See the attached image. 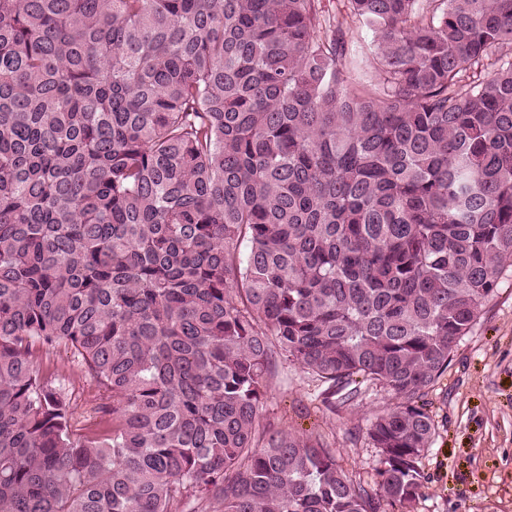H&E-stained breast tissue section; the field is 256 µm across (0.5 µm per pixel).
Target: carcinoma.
Wrapping results in <instances>:
<instances>
[{"label": "carcinoma", "mask_w": 512, "mask_h": 512, "mask_svg": "<svg viewBox=\"0 0 512 512\" xmlns=\"http://www.w3.org/2000/svg\"><path fill=\"white\" fill-rule=\"evenodd\" d=\"M343 4L0 0V512H413L512 267V0ZM287 365L397 399L376 487L263 421ZM69 356L70 354L64 349H58L54 351L50 356L51 366L53 367L54 365L55 367L65 372L67 375H70L72 378H76L75 396L78 398V404H82V400L89 397V389L86 385L82 387L83 380L78 379L80 372L72 366Z\"/></svg>", "instance_id": "cac0c4a2"}]
</instances>
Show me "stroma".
<instances>
[{
    "mask_svg": "<svg viewBox=\"0 0 512 512\" xmlns=\"http://www.w3.org/2000/svg\"><path fill=\"white\" fill-rule=\"evenodd\" d=\"M286 374L268 394L264 420L326 435L338 462L373 486L380 456L367 429L394 397L372 389L359 406L332 413L313 382L293 368ZM426 402L436 434L422 458L415 512H512V267Z\"/></svg>",
    "mask_w": 512,
    "mask_h": 512,
    "instance_id": "35a3bbf8",
    "label": "stroma"
}]
</instances>
